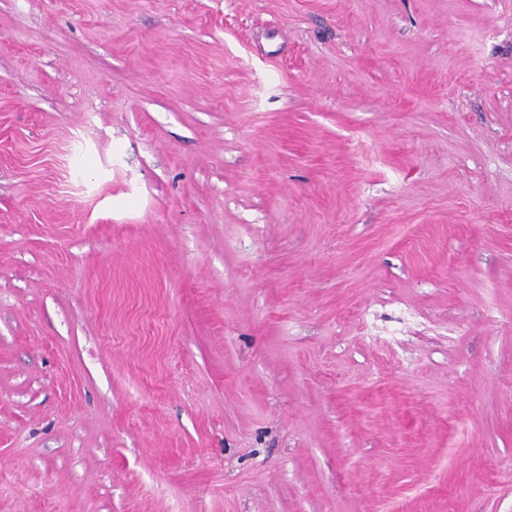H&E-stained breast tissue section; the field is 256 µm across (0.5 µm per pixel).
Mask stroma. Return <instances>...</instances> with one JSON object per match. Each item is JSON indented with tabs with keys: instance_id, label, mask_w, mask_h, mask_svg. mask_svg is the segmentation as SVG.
Instances as JSON below:
<instances>
[{
	"instance_id": "obj_1",
	"label": "stroma",
	"mask_w": 512,
	"mask_h": 512,
	"mask_svg": "<svg viewBox=\"0 0 512 512\" xmlns=\"http://www.w3.org/2000/svg\"><path fill=\"white\" fill-rule=\"evenodd\" d=\"M512 0H0V512H512Z\"/></svg>"
}]
</instances>
